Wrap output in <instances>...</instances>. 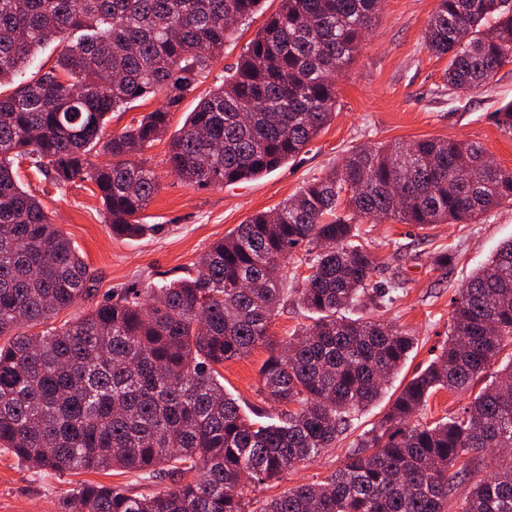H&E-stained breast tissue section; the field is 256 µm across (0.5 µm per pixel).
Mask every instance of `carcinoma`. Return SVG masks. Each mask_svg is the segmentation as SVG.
I'll return each mask as SVG.
<instances>
[{
  "mask_svg": "<svg viewBox=\"0 0 512 512\" xmlns=\"http://www.w3.org/2000/svg\"><path fill=\"white\" fill-rule=\"evenodd\" d=\"M224 82L173 134L167 162L186 185L258 178L297 157L331 122L340 76L381 0H281ZM261 0H0V86L35 50L65 43L55 66L0 95V451L36 469L164 472L142 497L87 484L61 512H512V361L461 411L416 418L440 390L470 389L512 344V240L459 289L448 340L358 435L324 480L274 498L248 493L348 436L417 339L357 312L390 302L357 219L421 230L512 203V170L477 142L423 138L356 147L278 211H260L204 252L195 274L125 288L74 321L57 312L95 275L18 181L28 160L58 183L93 182L112 232L146 230L159 177L140 158ZM493 16L496 26L483 30ZM426 48L448 56L456 94L512 63V0H437ZM162 106L118 133L110 114ZM108 156L104 164L94 162ZM303 250L295 301L313 314L261 369L275 421L248 418L216 366L267 343L288 295L282 261ZM44 326L28 334L24 327Z\"/></svg>",
  "mask_w": 512,
  "mask_h": 512,
  "instance_id": "1",
  "label": "carcinoma"
}]
</instances>
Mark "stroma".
Wrapping results in <instances>:
<instances>
[{
    "instance_id": "obj_1",
    "label": "stroma",
    "mask_w": 512,
    "mask_h": 512,
    "mask_svg": "<svg viewBox=\"0 0 512 512\" xmlns=\"http://www.w3.org/2000/svg\"><path fill=\"white\" fill-rule=\"evenodd\" d=\"M437 0H383L379 17L337 81L336 114L307 152L261 178L224 188L187 186L166 163L167 140L145 152L160 178V190L143 215L151 229L137 238L113 236L103 215L100 194L89 181L66 184L32 171L21 162V183L43 203L46 213L96 275L84 301L60 311L55 323L74 320L104 301L111 292L144 288L186 276L201 254L250 215L278 207L306 183L321 177L356 146H373L422 138L477 142L502 168L512 169V136L500 131L495 114L512 101V63L470 95L452 94L444 82L447 57L435 56L423 45L424 32ZM280 0H262L261 9L225 44L194 91L171 112L170 130H178L199 99L224 80L275 13ZM358 226L379 265V279H400V297L380 309L417 338V346L388 386L396 391L415 371L425 368L448 338L451 300L504 242L512 240V204L508 203L472 224H437L426 230L392 219H364ZM451 252V264H438ZM305 312L285 300L270 327V344L246 356L226 361L220 372L224 388L244 412L262 404L261 368L271 350L280 349L305 323ZM346 443L329 449L315 462L288 471L263 484L257 494L273 496L288 488L315 483L336 469ZM84 483L119 486L133 495L155 492L164 482L139 471H40L21 465L12 455H0V512H60L61 501Z\"/></svg>"
}]
</instances>
